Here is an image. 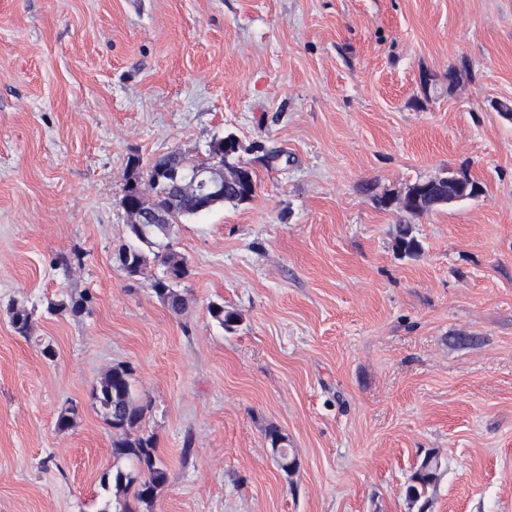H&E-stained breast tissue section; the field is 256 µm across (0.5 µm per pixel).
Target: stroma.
Listing matches in <instances>:
<instances>
[{
    "label": "stroma",
    "instance_id": "35a3bbf8",
    "mask_svg": "<svg viewBox=\"0 0 512 512\" xmlns=\"http://www.w3.org/2000/svg\"><path fill=\"white\" fill-rule=\"evenodd\" d=\"M502 102L512 0H0V512H98L112 430L90 393L118 364L168 469L138 512H418L429 452L427 512H512ZM228 132L256 194L174 226L176 315L159 266L113 259L128 163ZM451 170L483 194L414 218L404 255L381 197ZM266 437L270 442L271 448L276 456V461L281 470L286 474L293 473L298 464L295 457L291 455L290 448H288V436L276 426H271L266 430ZM274 448L282 449L284 455L287 456L277 453ZM440 463L436 455L427 453L418 468L410 477V484L406 493L414 502L425 497L426 491L433 486L439 478Z\"/></svg>",
    "mask_w": 512,
    "mask_h": 512
}]
</instances>
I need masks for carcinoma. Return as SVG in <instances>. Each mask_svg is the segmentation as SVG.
Wrapping results in <instances>:
<instances>
[{
	"label": "carcinoma",
	"instance_id": "1",
	"mask_svg": "<svg viewBox=\"0 0 512 512\" xmlns=\"http://www.w3.org/2000/svg\"><path fill=\"white\" fill-rule=\"evenodd\" d=\"M177 151H169L153 157L145 165L140 159L132 158L131 174L128 178L124 196L140 211L147 213L163 212L165 224H143L141 228L129 229V240L122 244L119 252L125 254L123 265L127 275L136 276L141 273L148 261V255L160 262L163 276L154 278L152 288L164 304L175 314L184 313L190 305V299L183 293L170 287L167 282L169 274L184 279L189 273L186 258L178 253L174 241L167 236L168 224H179L181 221L202 214L201 201L193 196L184 198L177 206L170 205L171 187L159 176L158 168L176 160ZM244 180L224 187V195L220 203L226 202L235 206L252 201L255 194V181L252 172L243 168ZM427 191L415 195L418 183L408 186L409 194L415 195L413 207L405 210L407 216L414 218L446 206L448 201V175L424 181ZM396 245L405 254L412 255L420 250L419 242L412 235L410 224L396 226ZM87 298L62 299L51 304L54 313L68 312L79 315L84 310ZM211 317L226 331L234 330L239 317L224 306H210ZM11 324L14 330L26 337L31 327V314L23 307L9 309ZM92 399L99 404L105 422L112 428V471L102 475L100 483L104 490L115 488L114 498H106L99 512H133L120 494L133 493L136 500L150 503L168 479L167 467L157 455L155 437L149 433H141L142 421L146 406L135 396L131 370L124 365H117L108 370L92 388ZM266 437L271 448H280L276 461L281 470L291 474L297 468L295 457L290 455L288 436L279 428L271 426L266 430ZM440 463L436 455L428 453L410 477L406 493L415 502L425 497L426 491L439 478Z\"/></svg>",
	"mask_w": 512,
	"mask_h": 512
}]
</instances>
